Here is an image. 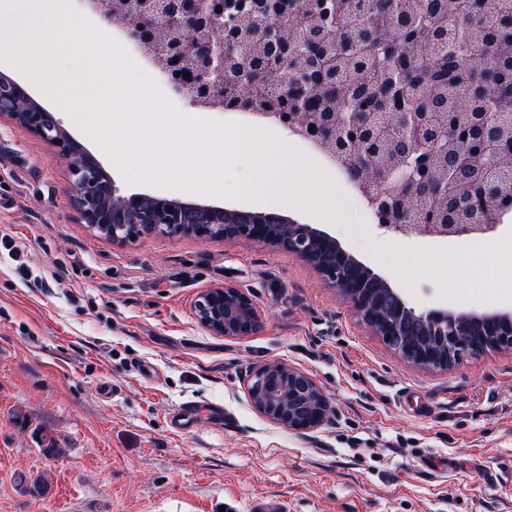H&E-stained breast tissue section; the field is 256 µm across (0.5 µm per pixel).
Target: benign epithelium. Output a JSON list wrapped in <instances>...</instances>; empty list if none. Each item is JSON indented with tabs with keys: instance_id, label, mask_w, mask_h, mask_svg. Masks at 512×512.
Listing matches in <instances>:
<instances>
[{
	"instance_id": "7a95c632",
	"label": "benign epithelium",
	"mask_w": 512,
	"mask_h": 512,
	"mask_svg": "<svg viewBox=\"0 0 512 512\" xmlns=\"http://www.w3.org/2000/svg\"><path fill=\"white\" fill-rule=\"evenodd\" d=\"M298 0H128L132 19L124 24L130 40L158 58L166 83L192 106L210 104L226 112L265 107L276 124L294 136L325 149L340 163L346 181L364 198L379 227L405 239L448 240L493 232L512 216V120L494 122L487 112H455L438 99L424 100L425 111L409 103L432 72L442 68L448 31L425 26L402 10L394 24L404 43L403 55L418 53L422 41L439 48L423 72L401 65L389 55L385 32L376 36L386 55L385 84L361 92L344 84L333 66L336 53L360 55L368 33L356 28L348 37L336 31L337 0H318V12L301 33L281 19L297 12ZM80 7L114 22L104 0H80ZM261 51L263 79L279 88L262 104L261 86L238 80L242 62L253 46ZM492 51L495 71L512 74V14L500 19ZM190 77H183V73ZM356 97L362 112L336 111V98ZM389 111H376L379 104ZM0 117L25 128L54 146L65 160L68 191L79 222L108 228L114 242L141 236H186L198 239L260 241L282 246L310 265L327 284L352 304L374 336H387L395 322L411 318L431 327L440 349L410 347L403 360L428 370H445L471 352L512 348L509 313L418 310L401 293L344 249L335 237L309 224H272L262 213H248L224 225L189 224L193 206L165 196L117 193L113 180L102 183L105 169L70 137L51 110L33 103L27 88L0 74ZM199 323L220 336H250L261 327V315L250 296L233 283L201 292ZM248 394L267 419L294 431L313 430L328 419V398L307 373L280 361L257 366Z\"/></svg>"
}]
</instances>
